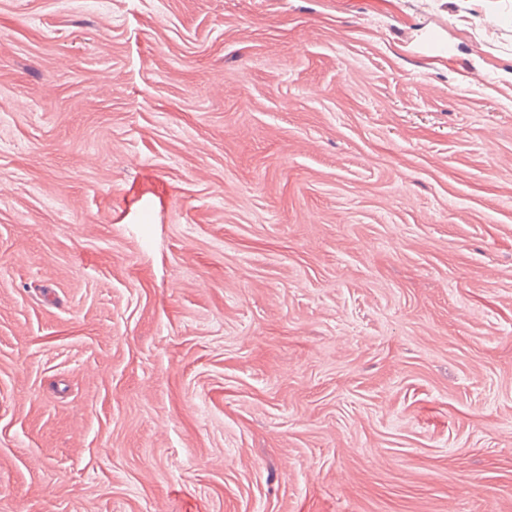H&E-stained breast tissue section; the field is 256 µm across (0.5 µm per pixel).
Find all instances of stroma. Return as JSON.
Here are the masks:
<instances>
[{"label":"stroma","mask_w":512,"mask_h":512,"mask_svg":"<svg viewBox=\"0 0 512 512\" xmlns=\"http://www.w3.org/2000/svg\"><path fill=\"white\" fill-rule=\"evenodd\" d=\"M0 512H512V0H0Z\"/></svg>","instance_id":"obj_1"}]
</instances>
